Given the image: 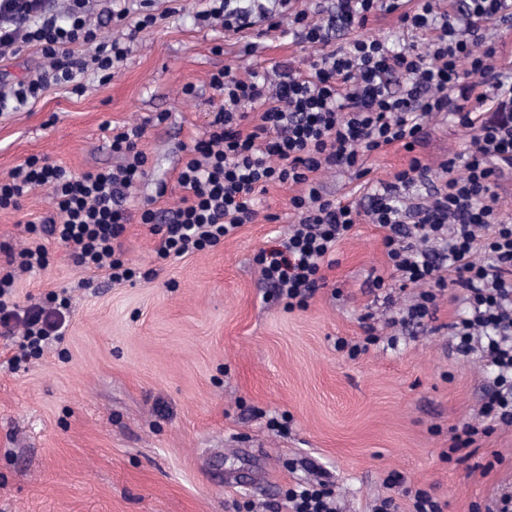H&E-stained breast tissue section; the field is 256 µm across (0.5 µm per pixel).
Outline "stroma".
<instances>
[{"mask_svg": "<svg viewBox=\"0 0 512 512\" xmlns=\"http://www.w3.org/2000/svg\"><path fill=\"white\" fill-rule=\"evenodd\" d=\"M167 7L156 0L162 19L139 33L108 83L89 71L83 95L51 86L0 112V177L32 155L76 175L115 165L113 128L164 112L141 142L148 175L131 207L163 181L159 208H177L183 147L204 137L221 101L212 73L301 68L315 54L285 28L224 33L198 20L206 0H183L172 15ZM428 131L415 153L394 145L373 154L372 181H390L414 155L438 168L468 144L448 119ZM300 191L271 188L254 222L224 243L161 262L158 236L128 224L126 257L156 269L150 281L112 284L46 240L51 264L19 276L16 300L66 293L69 322L62 340L17 368L14 340L0 330V512H237L244 503L277 512L285 490L318 468L331 476L338 512H370L389 496L393 472L405 487L431 490L444 512H472L512 487V427L495 428L463 462L442 459L453 428L478 421L492 374L452 347L447 325L464 314L462 300L444 295L433 320L400 324L415 292L373 288L393 275L381 228L354 226L306 309L271 298L253 258L286 238L288 200ZM52 212L51 189L33 190L19 210L0 212V242L35 245L26 222ZM368 324L377 341L366 353L336 350V338L361 340ZM285 414L287 432L272 430L269 418ZM496 454L502 464L484 471Z\"/></svg>", "mask_w": 512, "mask_h": 512, "instance_id": "1", "label": "stroma"}]
</instances>
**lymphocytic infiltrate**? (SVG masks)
<instances>
[{
	"instance_id": "lymphocytic-infiltrate-1",
	"label": "lymphocytic infiltrate",
	"mask_w": 512,
	"mask_h": 512,
	"mask_svg": "<svg viewBox=\"0 0 512 512\" xmlns=\"http://www.w3.org/2000/svg\"><path fill=\"white\" fill-rule=\"evenodd\" d=\"M89 0H70L65 19L51 0H0V57L33 47L48 65L36 77L0 90V112L38 99L51 85L84 91L78 76L87 70L109 81L129 53V42L154 24V0H139L137 18L112 9L116 24L129 28L127 45L100 41L86 20ZM396 15L403 31L422 43L395 49L385 40L360 35L330 47L329 24L317 14L295 10L292 0H209L200 19L219 17L224 30L237 33L263 22L268 30L289 27L315 50L307 69L276 66L268 85L258 72L238 74L227 66L210 77L223 101L207 138L194 141L177 177L184 191L178 208L143 204L132 214L133 190L147 175L139 144L146 124L113 131L117 165L73 176L65 168L32 155L0 179V211L16 210L32 190H52L54 213L25 225L38 245L0 246V327L15 335L13 364L39 357L68 323L69 300L51 293L45 302L21 306L14 299L19 275L45 270L51 262L42 238L67 248L73 262L106 272L122 284L156 277L128 262L121 237L131 221L148 225L161 238L158 259L182 257L214 247L242 225L252 223L271 187L302 186L289 200L296 220L281 245L255 257L262 280L286 308H306L323 280L321 270L359 219L384 229L382 243L397 273L399 289L415 288L416 299L402 317L420 323L433 318L447 288L461 289L465 316L450 325L457 353L479 351L494 374L480 408L479 424H464L448 447H472L495 426H512V222L502 218L496 181L512 171V73L496 64L497 45L487 32L512 20V0H336L334 24L347 30L369 18ZM89 45V56L76 54ZM478 107L465 109L464 101ZM448 114L469 131L466 154L448 158L432 172L414 151L427 136L428 122ZM409 152L407 167L390 182L368 179L367 159L386 147ZM343 168L361 180L360 198H329L317 175ZM430 185L426 201L407 207L399 190ZM290 512H336L329 475L303 482L285 493Z\"/></svg>"
}]
</instances>
